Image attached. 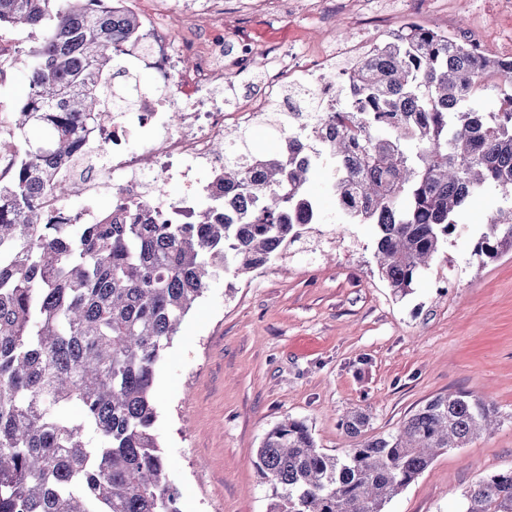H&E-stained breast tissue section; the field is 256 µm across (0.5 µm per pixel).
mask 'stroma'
<instances>
[{"mask_svg":"<svg viewBox=\"0 0 512 512\" xmlns=\"http://www.w3.org/2000/svg\"><path fill=\"white\" fill-rule=\"evenodd\" d=\"M378 2L398 11L397 24L451 35L482 28L487 53L512 58V11L499 0H446L430 17L403 10V0ZM397 24L361 34L374 43ZM355 34L341 10L325 22L298 14L271 25L254 15L225 26L224 51L236 52L242 35L316 52ZM35 41L25 29L0 31L20 51L0 67V117L20 102ZM330 179L323 168L313 183L324 223L267 267L212 280L158 369L156 431L182 512H267L254 460L283 418L305 421L318 447L341 455L355 443L342 427L352 412L367 414L369 434L392 433L450 392L484 396L499 427L439 454L385 512H460L466 487L512 466V252L474 253L503 204L499 191L486 187L460 213L429 269L398 296L378 273L373 227L341 223Z\"/></svg>","mask_w":512,"mask_h":512,"instance_id":"1","label":"stroma"}]
</instances>
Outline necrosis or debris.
I'll use <instances>...</instances> for the list:
<instances>
[{"mask_svg":"<svg viewBox=\"0 0 512 512\" xmlns=\"http://www.w3.org/2000/svg\"><path fill=\"white\" fill-rule=\"evenodd\" d=\"M183 9L200 18L210 31L196 42L170 35L146 16L143 29L151 49L137 44L122 48L119 58L127 66L156 70L166 90L147 94L131 111L116 112L102 121L87 142L95 145L97 175L84 191L98 195L119 186L127 196L148 202L160 212H196L199 205L224 198V155L219 152L232 128L252 124L278 101L285 83L311 88L326 107L338 99L336 86L324 83L322 72L336 62H362L369 45L351 39L337 42L316 60L295 47L261 41H243L237 55L224 53V15L212 10L210 0H182ZM260 64L271 72L267 94L233 112L224 109V75L241 74ZM138 149H130V141ZM179 181L182 193L169 200L162 187Z\"/></svg>","mask_w":512,"mask_h":512,"instance_id":"1","label":"necrosis or debris"}]
</instances>
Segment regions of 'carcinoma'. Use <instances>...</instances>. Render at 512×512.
<instances>
[{
    "mask_svg": "<svg viewBox=\"0 0 512 512\" xmlns=\"http://www.w3.org/2000/svg\"><path fill=\"white\" fill-rule=\"evenodd\" d=\"M0 0V29L44 31L27 51L13 113L23 139L0 177V512H181L155 432L156 371L184 316L220 273L278 259L321 223L309 193L318 165L286 139L255 155L245 131L224 139V200L177 224L113 190L103 224H59L45 194L81 187L82 135L144 95L118 48L147 42L125 0ZM310 113V144L336 159L332 193L345 224H372L379 273L405 293L487 185L509 202L474 252L512 251V58L415 23L346 68L336 112ZM77 408L74 417L70 410ZM497 408L437 396L394 433L344 421L345 454L317 447L302 420L274 425L256 468L267 512H385L444 448H463ZM462 512H512V467L472 483Z\"/></svg>",
    "mask_w": 512,
    "mask_h": 512,
    "instance_id": "1",
    "label": "carcinoma"
}]
</instances>
